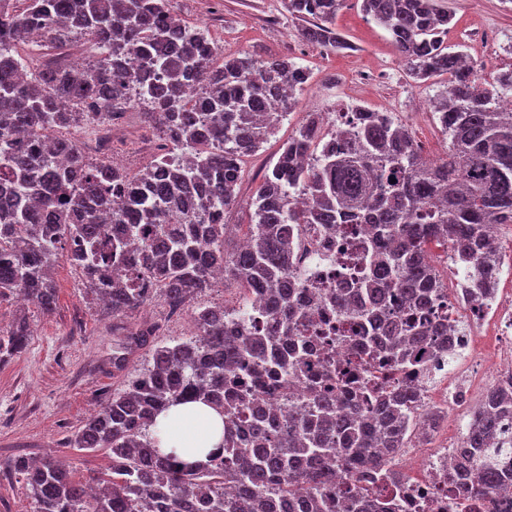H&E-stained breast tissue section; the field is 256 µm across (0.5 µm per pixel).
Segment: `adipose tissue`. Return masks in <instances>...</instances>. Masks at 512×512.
Instances as JSON below:
<instances>
[{"instance_id":"1","label":"adipose tissue","mask_w":512,"mask_h":512,"mask_svg":"<svg viewBox=\"0 0 512 512\" xmlns=\"http://www.w3.org/2000/svg\"><path fill=\"white\" fill-rule=\"evenodd\" d=\"M157 422L162 450L175 451L188 463L204 460L224 437L222 418L200 403L171 407Z\"/></svg>"}]
</instances>
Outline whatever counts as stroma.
<instances>
[{
    "label": "stroma",
    "instance_id": "obj_1",
    "mask_svg": "<svg viewBox=\"0 0 512 512\" xmlns=\"http://www.w3.org/2000/svg\"><path fill=\"white\" fill-rule=\"evenodd\" d=\"M442 4L454 15L448 45L484 63V81L493 82L498 73L512 69V0ZM171 10L202 27L225 54L246 51L285 58L308 74L298 107L241 163L237 200L224 213L225 223L236 227L226 238L227 250H235L251 220V200L265 172L308 113L344 112L356 104L388 112L407 125L424 157L443 154L445 141L432 105L448 89L447 74L419 81L410 77L391 34L363 13L361 0H345L336 16L337 31L351 44L338 52L307 43L302 21L288 15L281 0H172ZM159 143L142 108L125 111L112 122L111 160L128 173L150 164ZM54 278L58 293L52 312L13 300L0 303L1 331L21 316L31 331L27 347L0 364V512H31L24 484L9 468L15 457L49 454L83 479L109 467L105 451L75 448L72 438L112 393L151 366L153 345L129 347L130 335L154 326L158 332L153 344H173L195 335L193 316L199 308L220 305L232 310L244 298L243 288L228 279L214 282L179 310L156 295L116 319L87 295L66 255H59Z\"/></svg>",
    "mask_w": 512,
    "mask_h": 512
}]
</instances>
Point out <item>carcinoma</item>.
Masks as SVG:
<instances>
[{
	"label": "carcinoma",
	"mask_w": 512,
	"mask_h": 512,
	"mask_svg": "<svg viewBox=\"0 0 512 512\" xmlns=\"http://www.w3.org/2000/svg\"><path fill=\"white\" fill-rule=\"evenodd\" d=\"M171 0H0V301L17 294L43 312L57 301L52 267L66 251L86 289L118 316L160 294L172 309L211 287L224 271L262 303L275 329L258 334L225 320L243 309L206 307L194 315L197 334L156 345L152 365L112 394L73 439L82 450L108 451L111 464L75 480L54 457H18L32 512H396L398 475L382 463L412 435L414 388L388 393L372 414L337 391L361 362L336 371V386L314 390L284 415L257 403L245 412L235 390L279 380L288 384V346L307 317L303 284L293 272L302 227L368 216L396 245L375 258L368 284L336 308L369 324L371 363L416 367L413 352L448 339L431 322L390 314V289L432 311L444 282L426 258L430 243L449 246L470 264L484 295L502 255L487 241L492 224H512V70L483 86L482 65L448 51L454 15L440 0H362L363 11L392 35L417 79L450 76L449 95L434 114L446 141L441 158L425 159L408 129L387 112L357 107L356 125L322 150L320 115L311 112L252 199L248 240L224 250V213L236 202L240 162L273 133L298 102L306 71L246 51L219 57L196 25L176 19ZM344 0H283L307 22L303 38L338 51ZM41 25L62 46L79 37L95 53L89 67L48 63L26 72L18 48ZM197 84L201 97L186 96ZM148 108L163 152L134 176L88 156L77 140L55 132L110 121L131 105ZM184 167L171 164L174 151ZM305 195L304 209L293 198ZM27 321L0 334V362L28 343ZM201 402L224 417V440L194 464L164 453L158 416L173 405ZM512 391L486 392L471 412L463 448L448 461L460 506L489 508L512 487Z\"/></svg>",
	"instance_id": "1"
}]
</instances>
